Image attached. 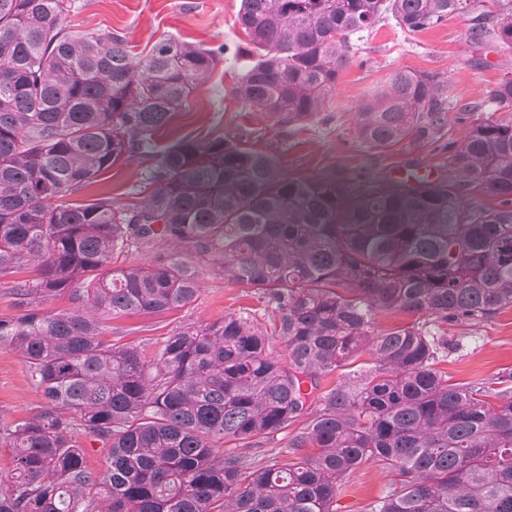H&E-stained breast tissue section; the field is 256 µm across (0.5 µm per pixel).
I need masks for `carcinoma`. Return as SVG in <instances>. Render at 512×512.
<instances>
[{
	"instance_id": "carcinoma-1",
	"label": "carcinoma",
	"mask_w": 512,
	"mask_h": 512,
	"mask_svg": "<svg viewBox=\"0 0 512 512\" xmlns=\"http://www.w3.org/2000/svg\"><path fill=\"white\" fill-rule=\"evenodd\" d=\"M74 9L0 0V280L34 272L12 281L22 313L0 318V346L42 396L34 417L0 422L12 456L0 512H338L364 464L393 476L371 512H512V373L448 383L435 368L446 342L419 323L512 307V117L475 119L451 178L358 194L336 176H290L235 138L158 154L224 48L167 40L137 58L118 33L71 31ZM453 14L472 43L512 50V0H241L249 63L234 93L303 128L381 21L411 35ZM445 92L433 74L393 70L360 105L358 137L380 153L439 141ZM491 99L511 113L512 79ZM137 155L154 161L141 203L65 200ZM464 185L500 204H465ZM161 242L176 251L112 267ZM201 263L253 289L270 324L252 312L185 323L153 358L105 340L118 315L194 302ZM64 294L68 309H37ZM398 312L416 321L379 327ZM363 354L369 367L320 390ZM299 420L288 451L254 450ZM83 437L108 450L103 469L86 465Z\"/></svg>"
}]
</instances>
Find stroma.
<instances>
[{
  "mask_svg": "<svg viewBox=\"0 0 512 512\" xmlns=\"http://www.w3.org/2000/svg\"><path fill=\"white\" fill-rule=\"evenodd\" d=\"M70 20L78 30L121 34L135 56L146 55L158 42L176 39L205 48L223 47L224 55L206 86L193 92L180 112L157 139L158 147L181 139L230 136L245 147L273 154L291 176L335 175L348 181L353 192H363L377 179L417 174L430 179L451 177L449 147L466 138L472 117L488 115L494 105L491 92L512 78V51L476 48L468 38L465 17L452 16L444 24L407 36L385 22L363 41L358 61L340 76L326 108L300 130L273 125L261 112L245 106L233 93L244 62L237 49L247 38L236 22L240 0H76ZM397 68L437 75L445 80L450 104L443 143L414 151L381 153L358 138L355 115L362 99ZM470 106L471 118L458 109ZM148 164L133 158L118 164L98 183L75 198L88 202L107 194L120 204L141 202L151 186ZM201 291L195 302L164 314L136 313L112 320L108 338L156 354L165 337L179 325L214 321L229 313L257 310L261 304L246 288L226 282L210 265L200 267ZM431 335L448 341L437 368L449 382L464 385L512 373V308L477 324H427ZM41 394L25 363L9 347H0V419L33 417ZM392 477L375 465L358 468L341 496L340 512H368L369 505L389 487Z\"/></svg>",
  "mask_w": 512,
  "mask_h": 512,
  "instance_id": "stroma-1",
  "label": "stroma"
}]
</instances>
